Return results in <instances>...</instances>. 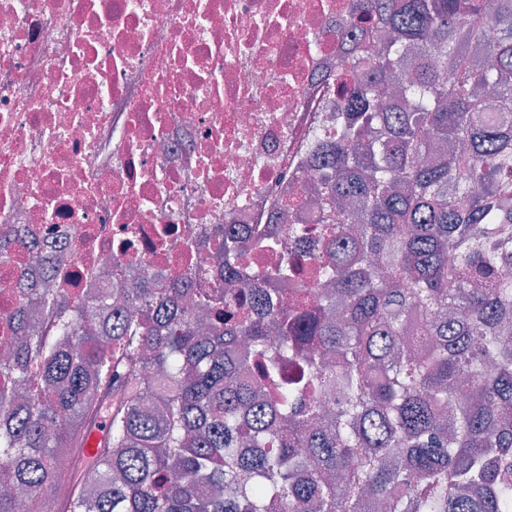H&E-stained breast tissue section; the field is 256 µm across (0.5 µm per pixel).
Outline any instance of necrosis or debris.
Returning <instances> with one entry per match:
<instances>
[{
  "label": "necrosis or debris",
  "mask_w": 512,
  "mask_h": 512,
  "mask_svg": "<svg viewBox=\"0 0 512 512\" xmlns=\"http://www.w3.org/2000/svg\"><path fill=\"white\" fill-rule=\"evenodd\" d=\"M349 0H0V229L89 298L192 261L295 192L346 121Z\"/></svg>",
  "instance_id": "necrosis-or-debris-1"
}]
</instances>
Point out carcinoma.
I'll return each instance as SVG.
<instances>
[{
    "mask_svg": "<svg viewBox=\"0 0 512 512\" xmlns=\"http://www.w3.org/2000/svg\"><path fill=\"white\" fill-rule=\"evenodd\" d=\"M347 23L314 238L225 224L219 274L190 239L192 276L120 307L39 258L0 363V512H512V0H349ZM23 243L0 233V263Z\"/></svg>",
    "mask_w": 512,
    "mask_h": 512,
    "instance_id": "obj_1",
    "label": "carcinoma"
}]
</instances>
